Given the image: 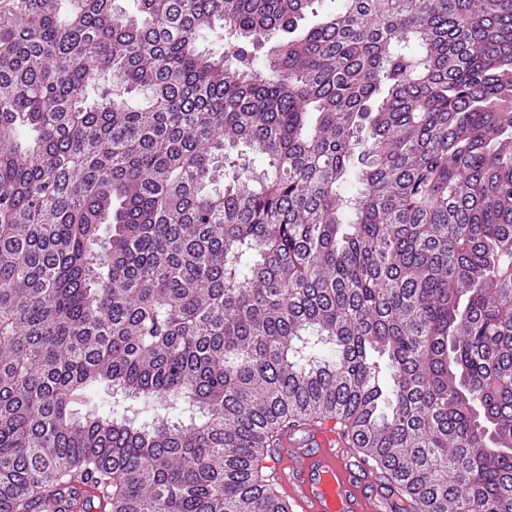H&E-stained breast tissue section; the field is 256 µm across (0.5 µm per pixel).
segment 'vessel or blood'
Wrapping results in <instances>:
<instances>
[{
	"label": "vessel or blood",
	"mask_w": 512,
	"mask_h": 512,
	"mask_svg": "<svg viewBox=\"0 0 512 512\" xmlns=\"http://www.w3.org/2000/svg\"><path fill=\"white\" fill-rule=\"evenodd\" d=\"M291 512H409L389 480L348 448L335 421L286 434L265 462Z\"/></svg>",
	"instance_id": "vessel-or-blood-1"
}]
</instances>
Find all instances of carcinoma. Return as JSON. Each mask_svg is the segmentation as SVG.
Wrapping results in <instances>:
<instances>
[{
	"label": "carcinoma",
	"mask_w": 512,
	"mask_h": 512,
	"mask_svg": "<svg viewBox=\"0 0 512 512\" xmlns=\"http://www.w3.org/2000/svg\"><path fill=\"white\" fill-rule=\"evenodd\" d=\"M316 2L0 0V512H512V0ZM333 420L307 426L283 437L267 467L290 512H391L413 510L378 469L344 448Z\"/></svg>",
	"instance_id": "obj_1"
}]
</instances>
